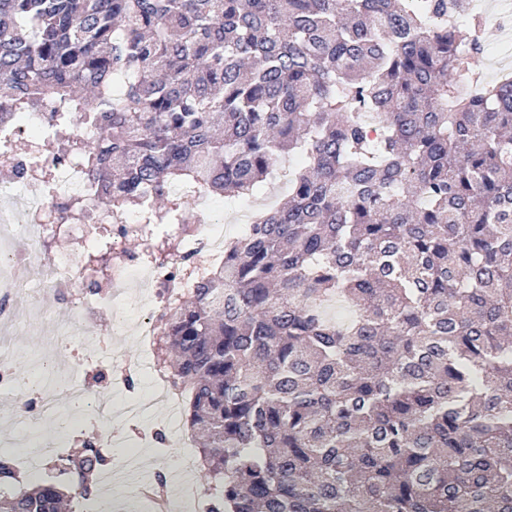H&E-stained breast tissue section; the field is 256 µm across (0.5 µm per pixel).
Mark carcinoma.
I'll return each instance as SVG.
<instances>
[{
  "label": "carcinoma",
  "mask_w": 512,
  "mask_h": 512,
  "mask_svg": "<svg viewBox=\"0 0 512 512\" xmlns=\"http://www.w3.org/2000/svg\"><path fill=\"white\" fill-rule=\"evenodd\" d=\"M471 0H0V106L56 103L112 216L254 197L224 262L159 316L208 512H512V83ZM14 483L63 512L111 463ZM480 37L483 41L485 49L479 61V70H483L486 79L492 82L493 72L489 68L488 56L492 51L501 49L508 45V43L504 40L501 33L492 26H483L480 32Z\"/></svg>",
  "instance_id": "1"
}]
</instances>
